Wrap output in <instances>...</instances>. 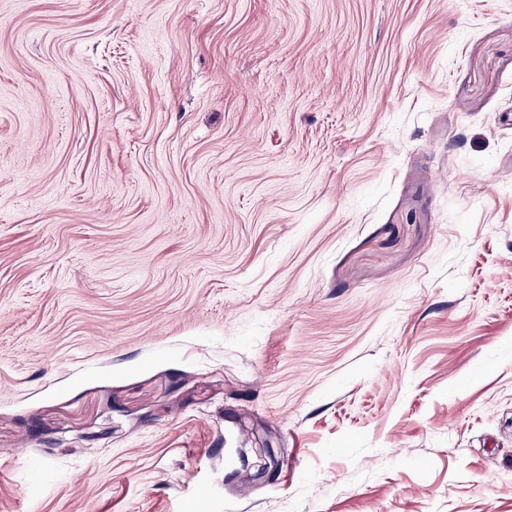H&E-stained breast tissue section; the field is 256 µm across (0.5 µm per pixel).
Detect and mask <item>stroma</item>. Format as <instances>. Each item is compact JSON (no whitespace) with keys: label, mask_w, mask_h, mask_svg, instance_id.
Instances as JSON below:
<instances>
[{"label":"stroma","mask_w":512,"mask_h":512,"mask_svg":"<svg viewBox=\"0 0 512 512\" xmlns=\"http://www.w3.org/2000/svg\"><path fill=\"white\" fill-rule=\"evenodd\" d=\"M0 512H512V0H0Z\"/></svg>","instance_id":"obj_1"}]
</instances>
